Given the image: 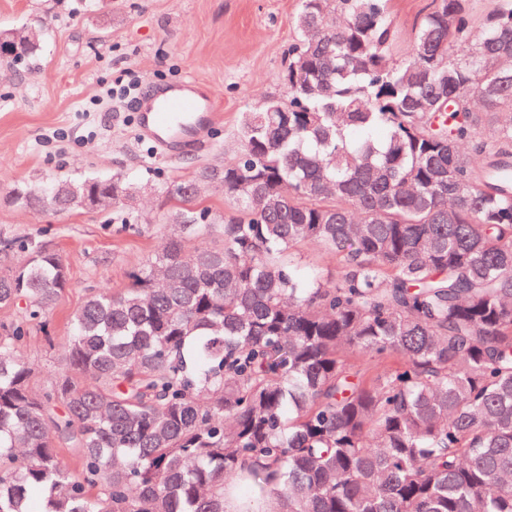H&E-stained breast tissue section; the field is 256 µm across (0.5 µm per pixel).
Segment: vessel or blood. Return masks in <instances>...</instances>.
I'll return each instance as SVG.
<instances>
[{
  "mask_svg": "<svg viewBox=\"0 0 512 512\" xmlns=\"http://www.w3.org/2000/svg\"><path fill=\"white\" fill-rule=\"evenodd\" d=\"M138 131L168 155L203 143L221 119L203 85L184 79L154 87L138 100Z\"/></svg>",
  "mask_w": 512,
  "mask_h": 512,
  "instance_id": "obj_1",
  "label": "vessel or blood"
}]
</instances>
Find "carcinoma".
Listing matches in <instances>:
<instances>
[{
  "label": "carcinoma",
  "mask_w": 512,
  "mask_h": 512,
  "mask_svg": "<svg viewBox=\"0 0 512 512\" xmlns=\"http://www.w3.org/2000/svg\"><path fill=\"white\" fill-rule=\"evenodd\" d=\"M294 27L288 97L242 113L220 164L238 212L196 207L212 166L174 184L182 223L90 293L38 393L19 349L68 267L11 242L0 512H224L230 484L240 512H512V0H437L399 61L389 0H300ZM32 31L0 59L35 58Z\"/></svg>",
  "instance_id": "carcinoma-1"
}]
</instances>
